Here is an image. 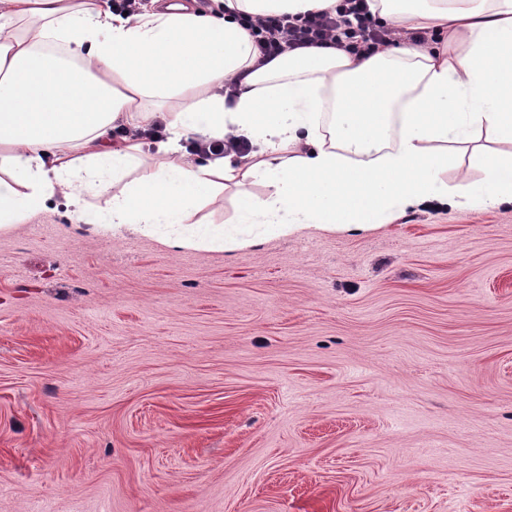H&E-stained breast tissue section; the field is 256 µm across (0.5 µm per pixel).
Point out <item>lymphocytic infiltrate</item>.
Returning <instances> with one entry per match:
<instances>
[{"label": "lymphocytic infiltrate", "mask_w": 512, "mask_h": 512, "mask_svg": "<svg viewBox=\"0 0 512 512\" xmlns=\"http://www.w3.org/2000/svg\"><path fill=\"white\" fill-rule=\"evenodd\" d=\"M258 49L255 67L303 48H334L359 56H370L396 41L417 46L434 43L430 31L405 32L378 29L366 0H339L332 12L304 15L241 16Z\"/></svg>", "instance_id": "f902f5d3"}]
</instances>
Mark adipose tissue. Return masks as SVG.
Listing matches in <instances>:
<instances>
[{
    "label": "adipose tissue",
    "instance_id": "ef3b65f1",
    "mask_svg": "<svg viewBox=\"0 0 512 512\" xmlns=\"http://www.w3.org/2000/svg\"><path fill=\"white\" fill-rule=\"evenodd\" d=\"M214 2L201 12L150 0L123 18L107 0H0V230L58 194L72 223L102 220L176 249L362 229L428 203L512 207V0H368L379 24L440 43L366 58L299 49L259 69L236 13L303 15L337 0ZM237 73L229 102L215 89ZM158 121L157 164L124 182L144 143L113 131ZM229 133L251 142L248 156L180 150L184 138ZM251 179L267 194L244 190ZM232 184L234 223L195 220ZM89 194L106 197L105 212L87 211Z\"/></svg>",
    "mask_w": 512,
    "mask_h": 512
}]
</instances>
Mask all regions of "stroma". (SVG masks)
<instances>
[{
	"label": "stroma",
	"mask_w": 512,
	"mask_h": 512,
	"mask_svg": "<svg viewBox=\"0 0 512 512\" xmlns=\"http://www.w3.org/2000/svg\"><path fill=\"white\" fill-rule=\"evenodd\" d=\"M0 512H512V208L174 250L0 230Z\"/></svg>",
	"instance_id": "35a3bbf8"
}]
</instances>
